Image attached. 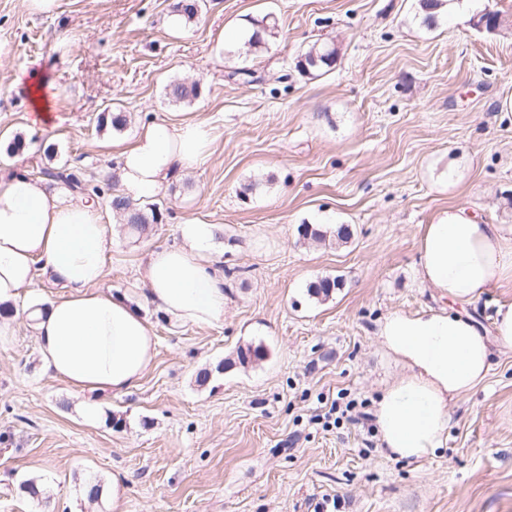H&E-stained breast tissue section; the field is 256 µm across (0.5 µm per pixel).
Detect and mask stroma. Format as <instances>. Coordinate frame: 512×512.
<instances>
[{
	"mask_svg": "<svg viewBox=\"0 0 512 512\" xmlns=\"http://www.w3.org/2000/svg\"><path fill=\"white\" fill-rule=\"evenodd\" d=\"M174 3L59 0L45 16L0 0V133L21 143L0 149V172L40 179L66 164L106 198L142 126L189 113L210 126L212 153L153 196L146 231L103 211L104 285L135 292L141 261L178 245L186 220L220 227L224 275V317L210 326L144 305L153 362L91 416L16 320L0 344V512H42V496L19 488L34 474L54 512H512V353L452 402L429 459L391 458L362 423L316 422L341 396L372 414L400 375L377 341L385 316L448 308L417 275L423 226L460 205L512 225V0H456L430 29L417 0H207L179 30L166 24ZM488 9L501 15L492 33L473 25ZM268 14L275 37L240 53L239 33ZM319 40L336 61L304 75L298 57ZM35 73L52 85L56 127L27 121ZM173 80L198 83V97L170 102ZM305 224L325 240L303 237ZM326 277L340 281L332 295L311 296ZM251 345L264 358L240 364Z\"/></svg>",
	"mask_w": 512,
	"mask_h": 512,
	"instance_id": "stroma-1",
	"label": "stroma"
}]
</instances>
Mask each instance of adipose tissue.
I'll use <instances>...</instances> for the list:
<instances>
[{"instance_id":"obj_1","label":"adipose tissue","mask_w":512,"mask_h":512,"mask_svg":"<svg viewBox=\"0 0 512 512\" xmlns=\"http://www.w3.org/2000/svg\"><path fill=\"white\" fill-rule=\"evenodd\" d=\"M212 142L209 126L199 120L147 125L118 155L125 195L159 194L171 175L202 162ZM177 232V246L147 254L140 292L113 296L103 287L112 229L98 207L63 198L27 174L1 173L0 341L12 335L14 317L25 311L53 379L83 392L128 391L155 355L156 336L141 303L197 327L224 316V276L211 259L219 227L188 220ZM418 272L453 309L394 312L376 332L403 368L378 397L376 425L391 456L408 461L428 459L445 446L451 402L484 381L495 353L512 352V302L497 306L488 331L467 311L490 289L512 282V226L479 224L456 208L424 225ZM39 276L58 285L61 295H33Z\"/></svg>"}]
</instances>
